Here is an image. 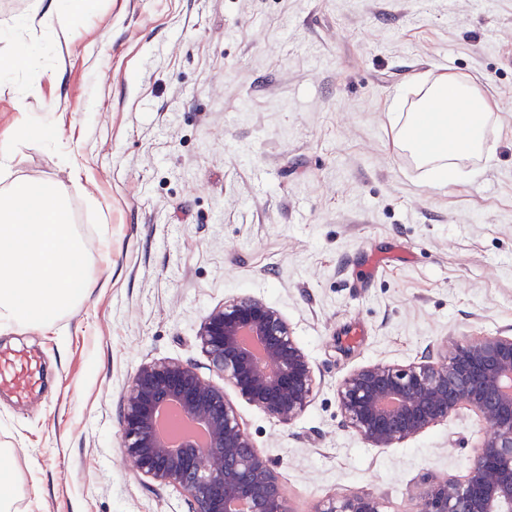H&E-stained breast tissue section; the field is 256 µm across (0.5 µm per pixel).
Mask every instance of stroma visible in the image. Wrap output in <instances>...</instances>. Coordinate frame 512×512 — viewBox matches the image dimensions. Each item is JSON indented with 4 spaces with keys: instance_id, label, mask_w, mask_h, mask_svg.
<instances>
[{
    "instance_id": "1",
    "label": "stroma",
    "mask_w": 512,
    "mask_h": 512,
    "mask_svg": "<svg viewBox=\"0 0 512 512\" xmlns=\"http://www.w3.org/2000/svg\"><path fill=\"white\" fill-rule=\"evenodd\" d=\"M38 7L0 0V52ZM20 34L38 52L0 84V140L30 115L55 124L61 153L23 144L13 171L67 186L99 285L52 328L0 335L42 362L28 399L0 392L15 512H188L126 459L120 402L151 359L215 380L197 331L245 294L286 318L315 374L289 424L225 391L290 512L352 492L417 512L466 475L486 431L473 410L370 448L336 388L512 334V0H89ZM425 71L498 105L477 180L432 186L392 143L389 102Z\"/></svg>"
}]
</instances>
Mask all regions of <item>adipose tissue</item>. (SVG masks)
<instances>
[{
  "label": "adipose tissue",
  "mask_w": 512,
  "mask_h": 512,
  "mask_svg": "<svg viewBox=\"0 0 512 512\" xmlns=\"http://www.w3.org/2000/svg\"><path fill=\"white\" fill-rule=\"evenodd\" d=\"M496 110L467 77L447 72L414 78L411 94L397 93L389 105L396 146L409 150L438 187L476 178V171L463 170L459 162L491 155L484 131Z\"/></svg>",
  "instance_id": "1"
}]
</instances>
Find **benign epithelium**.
Instances as JSON below:
<instances>
[{
  "mask_svg": "<svg viewBox=\"0 0 512 512\" xmlns=\"http://www.w3.org/2000/svg\"><path fill=\"white\" fill-rule=\"evenodd\" d=\"M264 346L256 360L240 337ZM197 341L224 383L244 402L282 423H292L313 396L314 371L281 313L253 296L211 310ZM344 424L373 448H393L448 419L461 406L475 411L489 433L462 479L439 481L425 492L420 512H512V335L452 342L406 366L370 363L337 388ZM174 402L210 432L206 447L169 448L154 435L158 407ZM124 453L138 472L188 495L189 512H228L240 501L247 512H288L277 475L253 446L224 387L204 381L175 359L141 363L121 402ZM365 492L328 499L318 512H380Z\"/></svg>",
  "mask_w": 512,
  "mask_h": 512,
  "instance_id": "obj_1",
  "label": "benign epithelium"
}]
</instances>
